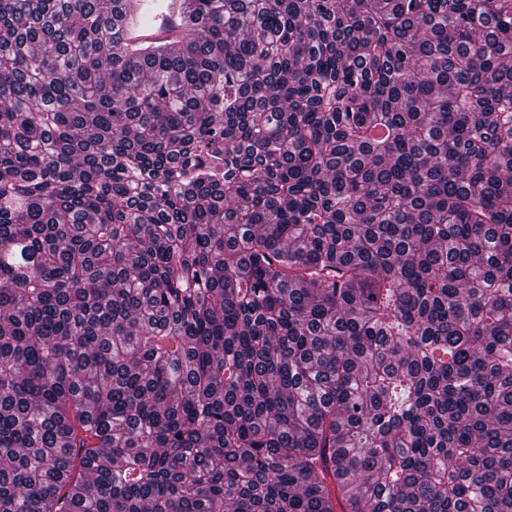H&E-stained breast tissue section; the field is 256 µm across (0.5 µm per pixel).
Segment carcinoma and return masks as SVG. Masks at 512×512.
I'll return each instance as SVG.
<instances>
[{
    "mask_svg": "<svg viewBox=\"0 0 512 512\" xmlns=\"http://www.w3.org/2000/svg\"><path fill=\"white\" fill-rule=\"evenodd\" d=\"M0 0V512H512V0ZM115 35L128 47L164 45L186 31L184 0H125Z\"/></svg>",
    "mask_w": 512,
    "mask_h": 512,
    "instance_id": "cac0c4a2",
    "label": "carcinoma"
}]
</instances>
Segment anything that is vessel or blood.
I'll list each match as a JSON object with an SVG mask.
<instances>
[{
    "instance_id": "1",
    "label": "vessel or blood",
    "mask_w": 512,
    "mask_h": 512,
    "mask_svg": "<svg viewBox=\"0 0 512 512\" xmlns=\"http://www.w3.org/2000/svg\"><path fill=\"white\" fill-rule=\"evenodd\" d=\"M183 0H127L115 34L130 47L163 45L186 31Z\"/></svg>"
}]
</instances>
